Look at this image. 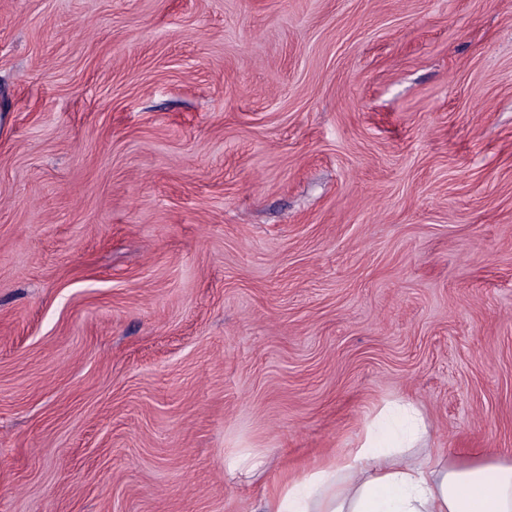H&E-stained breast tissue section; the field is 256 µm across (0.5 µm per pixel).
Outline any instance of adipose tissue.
I'll list each match as a JSON object with an SVG mask.
<instances>
[{"label": "adipose tissue", "mask_w": 512, "mask_h": 512, "mask_svg": "<svg viewBox=\"0 0 512 512\" xmlns=\"http://www.w3.org/2000/svg\"><path fill=\"white\" fill-rule=\"evenodd\" d=\"M428 426L392 401L339 464L317 470L265 512H512V464L445 463L424 454Z\"/></svg>", "instance_id": "obj_1"}]
</instances>
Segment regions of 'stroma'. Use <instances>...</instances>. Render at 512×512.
I'll use <instances>...</instances> for the list:
<instances>
[{
  "label": "stroma",
  "instance_id": "1",
  "mask_svg": "<svg viewBox=\"0 0 512 512\" xmlns=\"http://www.w3.org/2000/svg\"><path fill=\"white\" fill-rule=\"evenodd\" d=\"M396 398L512 461V0H0V512H259Z\"/></svg>",
  "mask_w": 512,
  "mask_h": 512
}]
</instances>
